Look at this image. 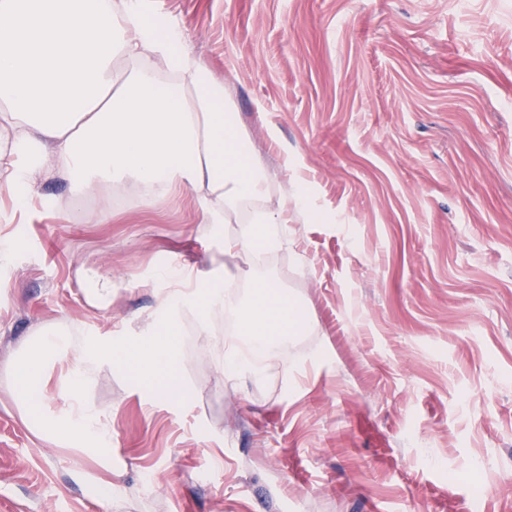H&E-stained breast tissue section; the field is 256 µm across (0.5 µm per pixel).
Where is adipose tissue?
<instances>
[{
    "label": "adipose tissue",
    "mask_w": 512,
    "mask_h": 512,
    "mask_svg": "<svg viewBox=\"0 0 512 512\" xmlns=\"http://www.w3.org/2000/svg\"><path fill=\"white\" fill-rule=\"evenodd\" d=\"M155 0H0V199L24 206L41 178H69L80 191L118 184L153 208L181 187L194 191L201 221L229 224L245 204L255 210L225 251L279 249L289 212L306 215L308 199L269 211L270 175L238 126L224 85L184 47L178 22ZM229 272L218 264L199 287H175V272L156 277L161 298L141 335L81 342L70 332L41 329L8 363L16 403L38 436L112 467V430L87 397L102 368L127 374L155 397L183 400L190 388L171 351L185 314L200 335L229 316L237 330L216 338L225 375L260 377L298 335L303 317L270 281L248 305L224 298ZM80 346L81 357L60 379L48 367ZM63 405L48 406L52 396Z\"/></svg>",
    "instance_id": "adipose-tissue-1"
}]
</instances>
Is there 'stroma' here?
Instances as JSON below:
<instances>
[{"mask_svg": "<svg viewBox=\"0 0 512 512\" xmlns=\"http://www.w3.org/2000/svg\"><path fill=\"white\" fill-rule=\"evenodd\" d=\"M223 83L272 174L307 189L274 262L225 254L237 224L191 191L74 209L68 179L0 206V512H512V0H157ZM58 200L59 208L44 206ZM269 277L310 326L282 367L225 376L185 315L183 402L102 369L112 502L33 433L5 365L38 326L91 342L139 332L158 266ZM112 302L87 297L93 274Z\"/></svg>", "mask_w": 512, "mask_h": 512, "instance_id": "35a3bbf8", "label": "stroma"}]
</instances>
